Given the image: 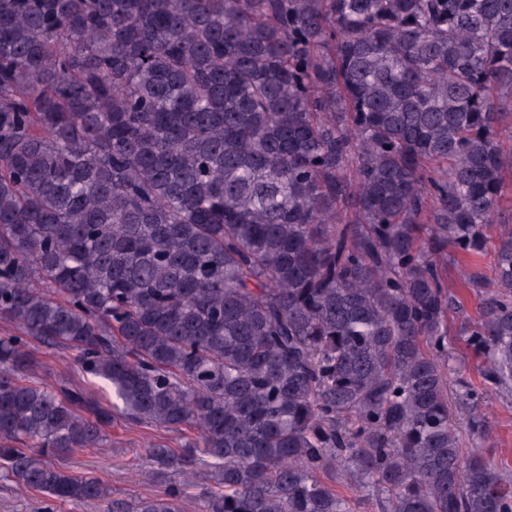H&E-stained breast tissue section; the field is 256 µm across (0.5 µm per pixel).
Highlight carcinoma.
Instances as JSON below:
<instances>
[{
    "label": "carcinoma",
    "mask_w": 512,
    "mask_h": 512,
    "mask_svg": "<svg viewBox=\"0 0 512 512\" xmlns=\"http://www.w3.org/2000/svg\"><path fill=\"white\" fill-rule=\"evenodd\" d=\"M511 197L512 0H0V473L102 502L57 460L119 417L183 435L132 512H512L446 284ZM466 284L512 389V227ZM38 350L37 356L40 362H48V370L42 369V377L49 385L55 387L61 384L75 385L81 383L84 379L87 380L75 361V352L62 356L61 354H50L46 348L40 347Z\"/></svg>",
    "instance_id": "1"
}]
</instances>
